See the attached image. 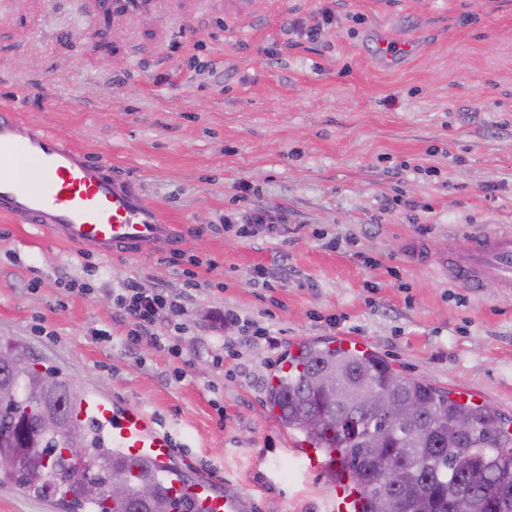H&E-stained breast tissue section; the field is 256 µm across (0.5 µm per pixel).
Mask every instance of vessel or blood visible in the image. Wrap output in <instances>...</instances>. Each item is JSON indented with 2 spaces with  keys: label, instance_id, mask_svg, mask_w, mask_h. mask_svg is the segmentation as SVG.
<instances>
[{
  "label": "vessel or blood",
  "instance_id": "vessel-or-blood-1",
  "mask_svg": "<svg viewBox=\"0 0 512 512\" xmlns=\"http://www.w3.org/2000/svg\"><path fill=\"white\" fill-rule=\"evenodd\" d=\"M0 216L37 224L62 243L98 256L145 255L177 243L174 225L147 207L130 180L113 176L103 159L40 125L0 109ZM450 283L478 289L488 279L512 289V233L468 235L448 250ZM79 416L108 430L112 450L162 473L173 466V444L143 410L86 397ZM199 512H243L240 499L219 493L211 481L184 484Z\"/></svg>",
  "mask_w": 512,
  "mask_h": 512
}]
</instances>
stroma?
<instances>
[{
  "label": "stroma",
  "instance_id": "35a3bbf8",
  "mask_svg": "<svg viewBox=\"0 0 512 512\" xmlns=\"http://www.w3.org/2000/svg\"><path fill=\"white\" fill-rule=\"evenodd\" d=\"M330 3L317 39L289 33ZM381 38L412 52L383 66ZM1 107L108 160L178 245L109 260L0 217V340L141 406L190 479L216 477L244 512H326L331 483L266 403L279 358L308 340L358 337L512 420V295L457 287L407 252L512 231V0H149L133 15L0 0ZM252 210L284 221L225 229ZM128 280L183 297L186 314L157 325L180 355L123 345ZM227 310L240 325L226 333Z\"/></svg>",
  "mask_w": 512,
  "mask_h": 512
}]
</instances>
